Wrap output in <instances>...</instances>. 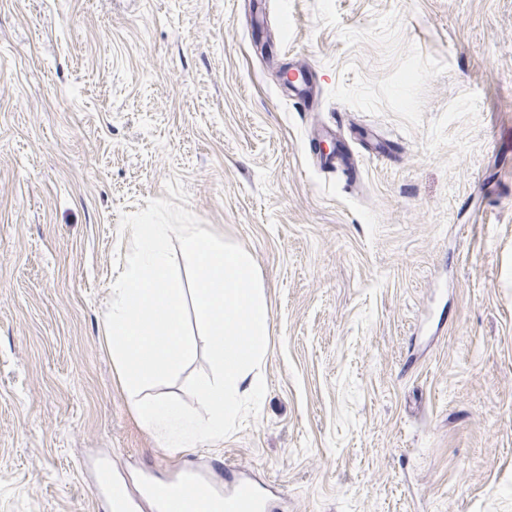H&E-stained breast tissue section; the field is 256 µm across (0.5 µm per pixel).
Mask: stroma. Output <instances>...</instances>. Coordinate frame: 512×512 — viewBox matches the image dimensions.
Wrapping results in <instances>:
<instances>
[{
    "label": "stroma",
    "mask_w": 512,
    "mask_h": 512,
    "mask_svg": "<svg viewBox=\"0 0 512 512\" xmlns=\"http://www.w3.org/2000/svg\"><path fill=\"white\" fill-rule=\"evenodd\" d=\"M154 198L268 307L258 416L191 448L105 336ZM228 465L282 512H512V0H0V512H98L102 468L154 512L145 481ZM296 71H298L299 77L288 86V90L292 92L291 98L294 100L296 107L302 112H307L312 108V99L310 97L312 83L307 71L297 69Z\"/></svg>",
    "instance_id": "obj_1"
}]
</instances>
